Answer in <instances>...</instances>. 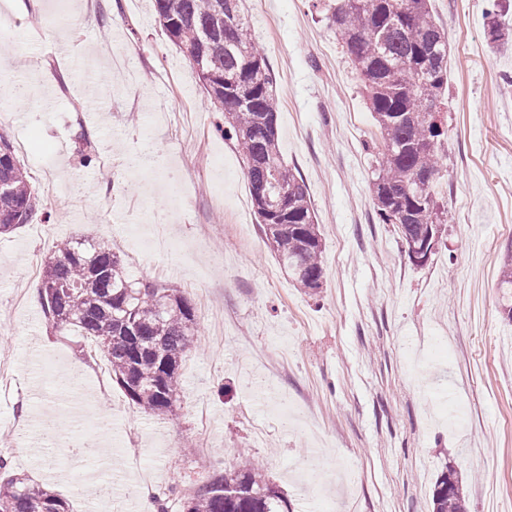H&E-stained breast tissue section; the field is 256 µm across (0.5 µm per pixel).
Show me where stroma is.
I'll use <instances>...</instances> for the list:
<instances>
[{"mask_svg": "<svg viewBox=\"0 0 512 512\" xmlns=\"http://www.w3.org/2000/svg\"><path fill=\"white\" fill-rule=\"evenodd\" d=\"M322 6L245 0L276 80L279 149L324 243L326 280L310 295L266 247L242 156L216 132L153 0H0L16 33L0 49V134L40 197L27 224L0 236V355L16 376L0 387V425L20 426L0 457L69 512L112 510L80 495L66 449L42 451L46 418L110 449L129 485L145 463L182 497L202 484L201 462L248 459L290 512H432L451 466L469 512H512V321L499 287L512 239V41L488 45L485 0H431L450 45L434 186L447 221L419 265L374 210L376 122ZM83 11L92 24H73ZM118 51L135 63L136 89L113 68ZM81 235L195 307L172 411L100 387L86 339L60 333L32 297L30 267ZM77 362L90 400L80 425L52 389Z\"/></svg>", "mask_w": 512, "mask_h": 512, "instance_id": "obj_1", "label": "stroma"}]
</instances>
